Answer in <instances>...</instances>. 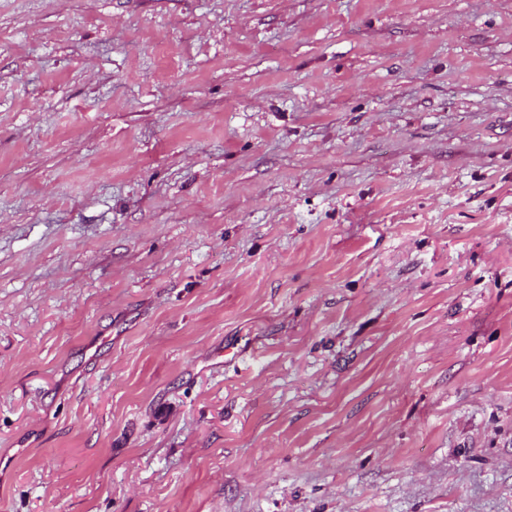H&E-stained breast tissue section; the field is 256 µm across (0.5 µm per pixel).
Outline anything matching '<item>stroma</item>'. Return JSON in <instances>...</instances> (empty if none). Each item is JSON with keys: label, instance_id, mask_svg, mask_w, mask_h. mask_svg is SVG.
I'll list each match as a JSON object with an SVG mask.
<instances>
[{"label": "stroma", "instance_id": "35a3bbf8", "mask_svg": "<svg viewBox=\"0 0 512 512\" xmlns=\"http://www.w3.org/2000/svg\"><path fill=\"white\" fill-rule=\"evenodd\" d=\"M0 512H512V0H0Z\"/></svg>", "mask_w": 512, "mask_h": 512}]
</instances>
